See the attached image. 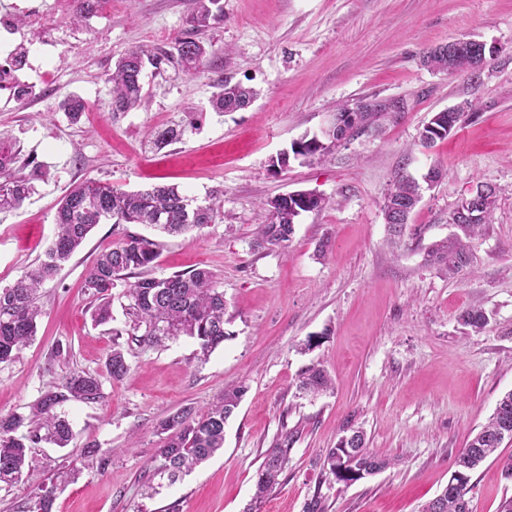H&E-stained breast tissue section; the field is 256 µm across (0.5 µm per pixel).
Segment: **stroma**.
<instances>
[{"label":"stroma","mask_w":512,"mask_h":512,"mask_svg":"<svg viewBox=\"0 0 512 512\" xmlns=\"http://www.w3.org/2000/svg\"><path fill=\"white\" fill-rule=\"evenodd\" d=\"M0 28L30 49L21 80L43 91L17 105L0 91V136L16 141L21 174L46 171L23 206L0 213V286L38 264L55 231L62 196L92 179L133 191L175 184L219 199L215 223L182 235L141 224L96 225L41 289L43 315L31 343L0 363V416L29 414L40 396L79 369L99 377L103 397L71 399L60 411L74 438L33 449L30 479L0 487V512H26L37 484L78 469L53 512H243L256 471L281 429L295 435L288 468L262 512H304L321 491L327 512H421L447 485L462 448L512 392V0H222L224 16L198 33L209 50L199 76H146L141 107L112 115L105 75L135 47L172 49L188 28L187 0H112L73 24L55 12ZM485 43L474 74L426 67L429 49L456 39ZM256 89L246 109L219 114L209 100L222 79ZM77 95L88 110L74 123L59 102ZM400 100L404 112L337 144L324 158L279 154L322 135L338 108ZM468 104L456 130L433 146L420 133L440 111ZM178 124L182 139L155 150L154 129ZM442 179L428 185L430 167ZM422 182V199L399 243L383 205L399 176ZM499 195L490 224L470 242L466 272L427 262L429 247L455 233L449 219L478 185ZM309 191L327 199L302 213L287 249L263 244L269 200ZM133 237L155 241L154 276L211 269L224 290L228 337L202 354L189 337L146 346L125 334L128 300L112 290V321L94 326L82 288L103 250ZM471 307L488 318L475 333L461 324ZM318 338L306 348L308 338ZM120 343L130 370L113 381L106 360ZM322 364L333 388L297 390L301 371ZM248 391L224 429V448L159 494L147 497L166 436L160 421L186 407L203 412L225 387ZM392 460L344 486L317 460L347 424ZM94 444L104 466L86 463ZM512 442L470 477L471 512H499L512 497Z\"/></svg>","instance_id":"obj_1"}]
</instances>
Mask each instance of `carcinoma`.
<instances>
[{
  "instance_id": "cac0c4a2",
  "label": "carcinoma",
  "mask_w": 512,
  "mask_h": 512,
  "mask_svg": "<svg viewBox=\"0 0 512 512\" xmlns=\"http://www.w3.org/2000/svg\"><path fill=\"white\" fill-rule=\"evenodd\" d=\"M190 28L185 36L176 39V54L164 50L153 53L141 48L129 50L107 74L109 86L108 107L111 112H128L139 106L146 97L141 78L145 63L155 69L167 64L185 74L200 75L207 68V49L194 38V33L210 25V21L224 15L221 0H189ZM423 62L436 70L448 67V46H439L424 53ZM217 91L210 99L213 111L221 114L243 109L256 96L253 88L228 80L216 85ZM60 109L73 121L86 111L83 100L69 95L60 102ZM463 113L448 115L444 123L432 122L424 128L421 140L432 144L448 137L461 120ZM330 149L320 145L313 137H304L292 143L291 151L283 152L277 160L281 167L288 166L289 155L304 157L324 156ZM19 150L16 143L0 137V213L19 209L34 192L33 181L39 178L17 177L14 174ZM498 194L481 196L476 204L477 217L467 219L454 210L450 223L471 237L480 227L491 221ZM420 200L418 183L407 176L395 181L385 196L383 211L395 223L389 225L393 235L404 233L410 213ZM325 199L319 198L307 206L303 198H292L279 206L268 201L270 222L264 225L261 240L271 246L287 247L294 232L297 218L304 212L322 208ZM221 215L215 202L199 204L175 185H155L135 191H125L110 182L87 180L72 188L60 201L55 218L57 232L45 252V259L12 285L0 288V363L13 359L36 334L37 319L42 310L38 303L41 285L52 278L61 265L68 261L83 244L92 228L105 221L114 225L144 224L168 233H182L200 229L215 223ZM469 246L458 238L434 245L428 251L433 261L443 263L448 272L459 274L469 265ZM158 257L156 243L146 237L132 238L99 254L88 267L83 281L84 293L94 299L91 318L97 325L112 320V288L124 276L139 273V279L124 296L130 300L127 315L131 339L144 345H156L165 339L189 336L195 339L203 354L216 349L228 336L225 331L226 302L224 291L218 286L215 274L198 268L186 273L167 277L149 274ZM461 323L475 332L487 324L485 314L478 309H467L460 314ZM106 369L110 377L121 380L129 371L123 349L114 343ZM332 381L327 371L315 364L307 366L300 375L299 388L317 396L328 390ZM247 387L240 384L224 390L220 399L208 410L195 418L189 408L180 409L163 419L159 427L169 433L160 451L159 463L152 477L160 482L152 491L162 487V481L175 483L180 476L205 462L224 448V428L233 416ZM102 397L100 379L88 372L71 370L63 378L61 387L45 392L32 416L12 414L0 418V484L12 485L25 474L29 467V453L40 444L67 447L73 440L69 421L57 412V407L70 399L95 402ZM512 426V392L499 402L489 421L474 435L458 455L453 478L469 484L470 474L482 462L492 456L502 441L497 438L504 421ZM348 440H338L336 446L327 449L319 458L323 472L345 485L370 476L376 464L387 468L391 459L366 446L363 430L347 427L343 430ZM294 443L291 432L281 434L266 452L256 472V492L244 512H261L265 495L278 485L279 477L288 465ZM30 512H52L57 487L45 484L39 487Z\"/></svg>"
}]
</instances>
